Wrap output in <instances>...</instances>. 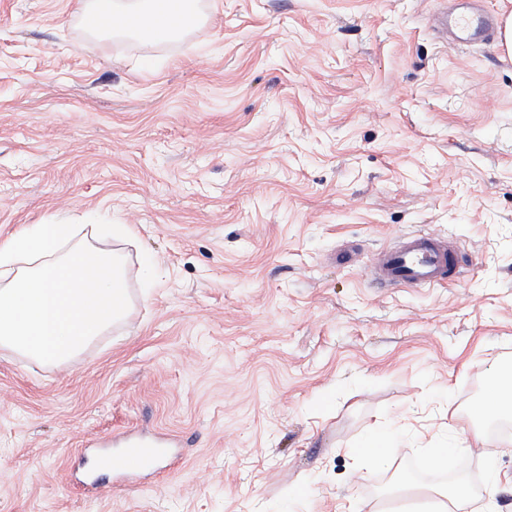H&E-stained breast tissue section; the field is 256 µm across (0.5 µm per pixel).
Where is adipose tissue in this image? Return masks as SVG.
Instances as JSON below:
<instances>
[{"label": "adipose tissue", "mask_w": 512, "mask_h": 512, "mask_svg": "<svg viewBox=\"0 0 512 512\" xmlns=\"http://www.w3.org/2000/svg\"><path fill=\"white\" fill-rule=\"evenodd\" d=\"M82 9L111 16L112 34L144 39L197 21L191 0H85ZM133 237L128 224H29L0 240V347L74 366L129 315L126 259L100 242ZM475 411L486 419L512 414L511 368L492 371L491 392Z\"/></svg>", "instance_id": "ef3b65f1"}]
</instances>
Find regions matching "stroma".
I'll return each instance as SVG.
<instances>
[{"instance_id":"obj_1","label":"stroma","mask_w":512,"mask_h":512,"mask_svg":"<svg viewBox=\"0 0 512 512\" xmlns=\"http://www.w3.org/2000/svg\"><path fill=\"white\" fill-rule=\"evenodd\" d=\"M442 8L202 0L144 40L0 0V239L135 232L130 314L76 370L0 348V512H418L402 483L459 473L474 512H512V429L471 415L512 366V57L442 42ZM420 231L459 247L458 279L379 287L377 254ZM374 430L401 442L383 468L356 453ZM96 439L179 468L88 494Z\"/></svg>"}]
</instances>
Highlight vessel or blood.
Segmentation results:
<instances>
[{
    "mask_svg": "<svg viewBox=\"0 0 512 512\" xmlns=\"http://www.w3.org/2000/svg\"><path fill=\"white\" fill-rule=\"evenodd\" d=\"M453 10L441 11L433 25L444 40L458 46L497 43L499 20L494 11L474 7V0H454ZM376 268L382 283L397 287L430 288L449 281L456 272V253L427 233H416L396 248L379 253ZM159 454L145 447L113 453L112 470L132 473L156 466Z\"/></svg>",
    "mask_w": 512,
    "mask_h": 512,
    "instance_id": "obj_1",
    "label": "vessel or blood"
}]
</instances>
